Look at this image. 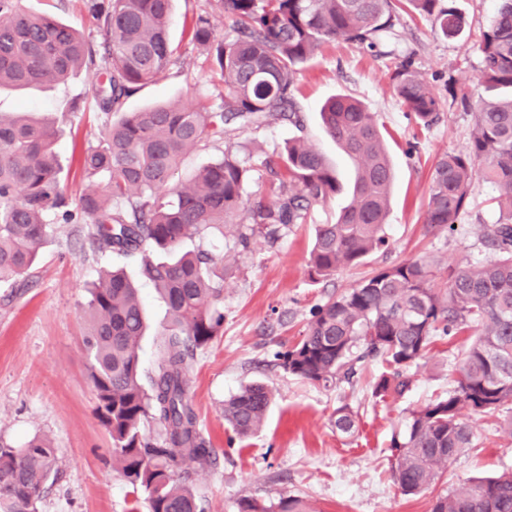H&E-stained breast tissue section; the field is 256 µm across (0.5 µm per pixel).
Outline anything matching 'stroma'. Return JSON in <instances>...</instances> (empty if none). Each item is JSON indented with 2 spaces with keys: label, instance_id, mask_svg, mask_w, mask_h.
Listing matches in <instances>:
<instances>
[{
  "label": "stroma",
  "instance_id": "1",
  "mask_svg": "<svg viewBox=\"0 0 512 512\" xmlns=\"http://www.w3.org/2000/svg\"><path fill=\"white\" fill-rule=\"evenodd\" d=\"M24 5L74 26L90 46L103 40L84 0H25ZM453 5L465 22L457 39L439 35L433 20L404 13L376 46L324 44L295 77L302 128L280 119L257 129L226 127L223 140L191 152L175 178L187 182L194 170L230 152L250 159L255 168L250 190L270 200L265 164L277 160L288 139L301 135L335 165L341 185H350L352 163L326 135L319 114L323 103L339 93L360 100L391 134L395 179L386 244L362 264L318 284L308 279L314 227L334 222L341 205L337 199L315 210L310 223L291 225L273 240L251 235L247 247H237L216 226L184 243L185 249L212 255L223 274V328L198 350L188 375L198 428L214 450L212 464L189 468V483L207 512H239L242 500L274 503L283 495L302 500L308 512H430L437 496L468 479L512 471V445L495 442L496 419L475 414L470 418L473 448L450 461L428 489L405 496L390 478L392 434L403 431L408 410L453 389L464 337L436 341L420 365L409 370V390L378 404L371 391L381 362H364L352 383L324 387L288 374L275 360L277 352L301 338L317 305L383 267L420 257L438 259L444 267L489 259L477 227L499 215L492 184L473 181L470 204L454 232L430 228L423 216L434 163L468 144L479 108L478 41L496 9L495 0H453ZM204 12L218 36L228 35V21L215 0H175L170 36L176 58L164 77L126 101L125 111L187 100L219 110L224 86L210 57L189 35L194 16ZM397 57L411 60L440 102V118L430 127L420 126L390 88V66ZM98 80L99 70L91 66L63 83L0 92V112L27 110L57 119L63 177L74 197L84 187L82 154L105 125L95 105ZM112 264L138 281L149 324L140 357L144 371H152L159 359L157 334L170 323L167 306L152 284L140 279L136 259L95 252L86 225H56L32 277L0 285V440L18 447L35 436L49 438L61 461V474L38 512H147L143 496L112 458L111 439L94 413L95 393L82 351L87 287L100 268ZM252 382L266 384L274 400L264 427L242 439L224 419V402ZM343 404L358 414L349 437L332 423Z\"/></svg>",
  "mask_w": 512,
  "mask_h": 512
}]
</instances>
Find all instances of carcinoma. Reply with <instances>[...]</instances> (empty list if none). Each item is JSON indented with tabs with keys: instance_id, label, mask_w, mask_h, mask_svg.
Instances as JSON below:
<instances>
[{
	"instance_id": "carcinoma-1",
	"label": "carcinoma",
	"mask_w": 512,
	"mask_h": 512,
	"mask_svg": "<svg viewBox=\"0 0 512 512\" xmlns=\"http://www.w3.org/2000/svg\"><path fill=\"white\" fill-rule=\"evenodd\" d=\"M23 2L0 0V88L61 83L95 63L79 30L31 12ZM86 2L103 35L96 107L120 117L107 122L99 142L85 150L87 184L73 201L62 178L57 123L0 114V283L32 273L55 224H88L97 251L138 259L140 276L163 296L171 324L158 342L160 362L144 374L139 292L121 268L98 272L88 289L82 341L95 414L123 477L145 496L150 512H206L189 486L178 482L177 471L213 460L197 426L187 376L196 351L223 326V288L214 258L184 249V242L203 228L239 223L244 210L250 223L273 236L307 223L342 186L336 168L301 136L289 139L270 167L276 200L251 207L254 167L248 160L226 153L178 186L172 180L183 157L207 139L223 137L226 125L259 127L281 116L301 126L294 78L326 42L371 44L408 8L433 19L446 38L460 36L464 21L445 0H217L232 38L217 39L204 14L196 16L190 34L224 84L221 111L187 101L124 112V101L172 61L173 0ZM478 50L483 65L477 84L488 91L512 89V0H499ZM391 79L419 122L433 124L439 101L411 61L395 63ZM320 116L355 177L336 221L315 227L308 262L313 282L361 264L385 244L393 182L379 123L362 102L338 94L323 104ZM477 177L498 191V220L479 225L494 258L448 268L443 287L433 259L387 266L331 295L313 311L299 341L278 354L289 374L326 385L351 382L358 363L379 358L385 371L372 396L382 400L406 391V370L419 364L435 340L472 332L453 391L408 411L406 430L390 440L392 480L406 496L426 490L442 465L473 447L464 412L496 416L512 405V94L485 100L465 150L437 160L425 223L453 229ZM271 401L267 386L250 384L224 402V418L237 435L249 436L263 426ZM147 422L161 429L159 441L145 436ZM334 426L341 434L354 433L356 414L347 405L338 407ZM58 470L56 449L43 437L22 448L0 442V512H38ZM239 512L306 507L282 496L269 505L244 500ZM431 512H512V471L469 480L436 497Z\"/></svg>"
}]
</instances>
